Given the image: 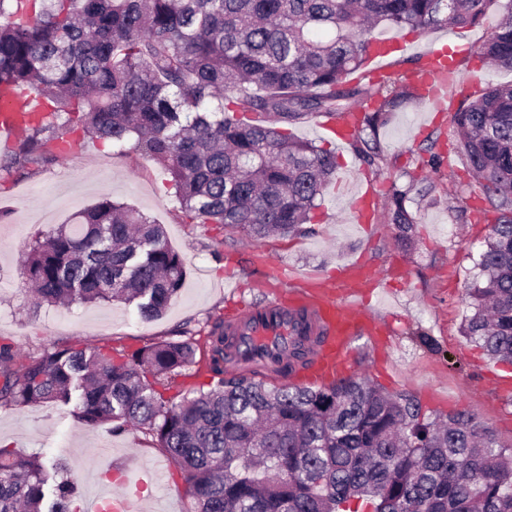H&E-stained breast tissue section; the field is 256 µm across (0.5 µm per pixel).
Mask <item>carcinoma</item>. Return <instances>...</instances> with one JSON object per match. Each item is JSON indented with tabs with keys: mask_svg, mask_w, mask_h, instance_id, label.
<instances>
[{
	"mask_svg": "<svg viewBox=\"0 0 512 512\" xmlns=\"http://www.w3.org/2000/svg\"><path fill=\"white\" fill-rule=\"evenodd\" d=\"M499 20L479 55L512 70V0H0V91L31 87L28 121L0 172L25 176L62 157L71 136L162 165L182 224L256 243L305 231L336 173L335 153L288 126L355 119L352 139L381 156L379 130L421 98L418 73L345 86L379 26L425 31ZM459 158L475 179V221L492 212L465 290L461 334L512 364V83L462 101ZM392 185L383 213L412 242L417 215ZM37 303L124 302L153 320L179 294L185 259L162 225L103 198L38 240L23 259ZM207 381L170 393L196 363L187 340L131 352L64 343L17 361L0 342V408L74 405L88 426L142 430L184 474L193 512H512V446L462 407L422 412L367 377L268 387L224 379V319L209 332ZM77 484L0 448V512H71Z\"/></svg>",
	"mask_w": 512,
	"mask_h": 512,
	"instance_id": "cac0c4a2",
	"label": "carcinoma"
}]
</instances>
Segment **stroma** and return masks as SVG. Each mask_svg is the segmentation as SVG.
Returning <instances> with one entry per match:
<instances>
[{"instance_id": "1", "label": "stroma", "mask_w": 512, "mask_h": 512, "mask_svg": "<svg viewBox=\"0 0 512 512\" xmlns=\"http://www.w3.org/2000/svg\"><path fill=\"white\" fill-rule=\"evenodd\" d=\"M495 17L476 27L425 32L385 28L400 45L389 57L392 72L425 66V55L448 50L452 65L470 90L512 82V71L482 62L477 51ZM459 97L441 105L410 104L381 129L382 158L367 163L352 143H339L315 118L291 126L295 138L335 152L336 178L328 187L311 231L262 243L246 239L218 244L209 224H182L179 204L163 169L131 149L92 139L78 140L58 162L33 175L0 177V339L25 357L61 342L136 348L164 338L186 336L205 366L207 333L216 317L232 314L238 300L262 303L274 296L265 266L333 277L352 261L383 273V285L365 299L386 327L380 335L357 337L353 371L390 392L417 396L424 410L468 406L512 445V365L489 360L460 334L462 295L479 279L476 260L489 222L475 223L463 207L470 177L454 150L453 116ZM443 163L430 170V152ZM384 202L391 186L406 189L416 212L412 245L397 242L391 224L363 230L353 221L352 203L360 185ZM128 203L167 230V242L186 260V277L165 315L144 320L121 302L36 305L22 283V261L35 238L68 222L102 198ZM0 445L22 455L37 454L56 465L61 477L79 486L75 504L109 490L137 501L141 512H190L182 476H167L170 459L151 437L111 424L85 425L72 408L54 403L0 409Z\"/></svg>"}]
</instances>
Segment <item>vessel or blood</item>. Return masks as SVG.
I'll list each match as a JSON object with an SVG mask.
<instances>
[{
	"mask_svg": "<svg viewBox=\"0 0 512 512\" xmlns=\"http://www.w3.org/2000/svg\"><path fill=\"white\" fill-rule=\"evenodd\" d=\"M42 102L22 89L0 100V134H14L22 119L40 110ZM372 279L361 266L348 265L336 276L342 296L327 288H305L303 276L286 279L282 291L261 305H242L225 321V332L233 336L226 369L239 370L259 343L289 338L310 347V365L301 373L303 383L323 386L346 376L351 368L350 344L354 337L378 329L375 315L360 299Z\"/></svg>",
	"mask_w": 512,
	"mask_h": 512,
	"instance_id": "obj_1",
	"label": "vessel or blood"
}]
</instances>
